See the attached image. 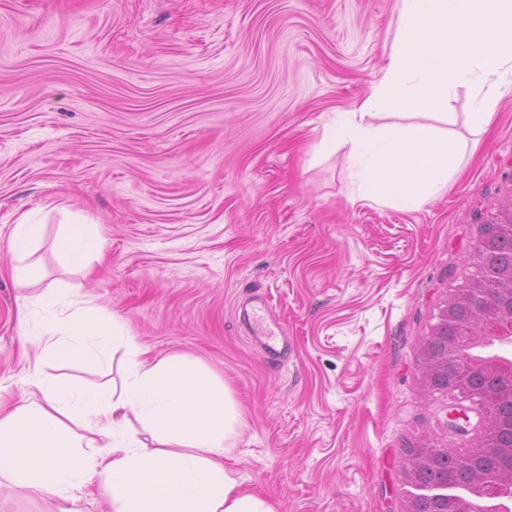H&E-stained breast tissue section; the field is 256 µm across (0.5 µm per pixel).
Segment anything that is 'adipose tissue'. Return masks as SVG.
<instances>
[{
    "label": "adipose tissue",
    "mask_w": 512,
    "mask_h": 512,
    "mask_svg": "<svg viewBox=\"0 0 512 512\" xmlns=\"http://www.w3.org/2000/svg\"><path fill=\"white\" fill-rule=\"evenodd\" d=\"M397 9L383 78L355 109L335 112L325 146L346 148L359 193L411 206L446 192L464 147L434 125L374 119L447 110L466 88L472 130L485 132L512 96V0H397ZM41 224L40 210L25 212L9 244L34 363L29 392L0 411V480L23 496L53 497L59 512L93 489L110 512H275L224 467L242 421L221 382L184 356H149L125 321L105 318L74 289L28 294ZM108 349L123 357L111 394L60 385L49 372L68 359L100 361Z\"/></svg>",
    "instance_id": "adipose-tissue-1"
}]
</instances>
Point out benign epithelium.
Masks as SVG:
<instances>
[{
	"label": "benign epithelium",
	"instance_id": "benign-epithelium-1",
	"mask_svg": "<svg viewBox=\"0 0 512 512\" xmlns=\"http://www.w3.org/2000/svg\"><path fill=\"white\" fill-rule=\"evenodd\" d=\"M456 311V297L450 292L448 298L439 306L437 321L429 333L431 337H443V348L433 352L428 349V345H423L420 371L425 387L430 392H437L435 379L448 377V363L457 362L471 372L495 371L502 394L512 403V365L491 366L477 362L469 355L471 345L477 340L487 336L512 337V287L507 289L494 312L483 318L480 334L477 336L448 335V320ZM442 392L453 399L448 405L444 420L448 434L467 443L466 453L476 458L492 457L497 465L482 466L464 487L446 480L429 486L411 484L414 492L409 495L410 506L407 512H416V503L420 499L431 501L435 505V512H471L472 501L465 498L467 493L475 498L512 499V483L503 476L505 469L512 473V444L497 448L482 446L483 439L491 431L499 433L505 429L512 433V418L506 424L495 425V419L488 413V397L465 378L458 379L452 387H446Z\"/></svg>",
	"mask_w": 512,
	"mask_h": 512
}]
</instances>
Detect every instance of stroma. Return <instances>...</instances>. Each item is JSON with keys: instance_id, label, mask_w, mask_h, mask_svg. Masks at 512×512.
<instances>
[{"instance_id": "35a3bbf8", "label": "stroma", "mask_w": 512, "mask_h": 512, "mask_svg": "<svg viewBox=\"0 0 512 512\" xmlns=\"http://www.w3.org/2000/svg\"><path fill=\"white\" fill-rule=\"evenodd\" d=\"M397 0H0V400L30 362L6 246L127 321L151 355L221 379L243 427L224 464L275 512H405L407 444L455 448L421 349L480 222L512 214V97L441 199H351L333 112L384 75ZM96 232L91 273L55 243ZM266 296L274 362L236 305ZM120 363L59 364L94 390ZM42 218L39 209L25 212L15 225L9 251L12 254L14 265L13 275L20 288H30L35 284L38 275L33 264L28 262L30 249L36 243Z\"/></svg>"}]
</instances>
